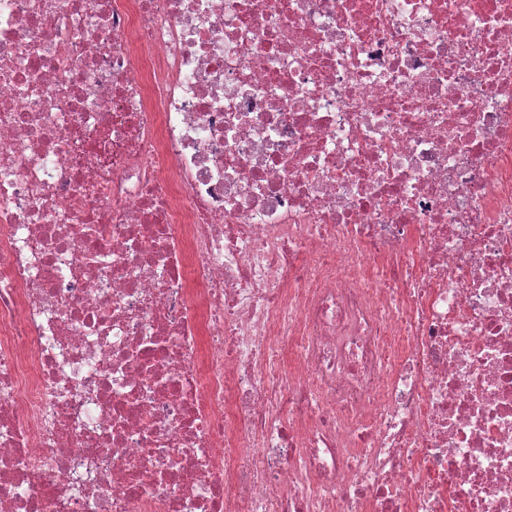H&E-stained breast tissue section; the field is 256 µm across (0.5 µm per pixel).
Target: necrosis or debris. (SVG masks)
I'll return each mask as SVG.
<instances>
[{
    "instance_id": "1",
    "label": "necrosis or debris",
    "mask_w": 512,
    "mask_h": 512,
    "mask_svg": "<svg viewBox=\"0 0 512 512\" xmlns=\"http://www.w3.org/2000/svg\"><path fill=\"white\" fill-rule=\"evenodd\" d=\"M0 512H512V0H0Z\"/></svg>"
}]
</instances>
